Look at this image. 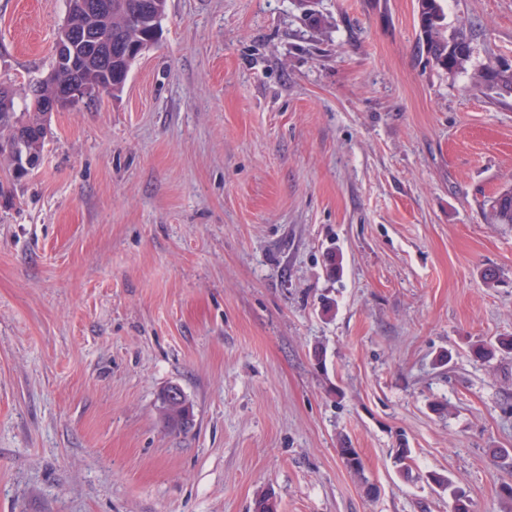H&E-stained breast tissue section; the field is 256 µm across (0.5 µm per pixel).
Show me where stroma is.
I'll return each mask as SVG.
<instances>
[{
    "label": "stroma",
    "mask_w": 512,
    "mask_h": 512,
    "mask_svg": "<svg viewBox=\"0 0 512 512\" xmlns=\"http://www.w3.org/2000/svg\"><path fill=\"white\" fill-rule=\"evenodd\" d=\"M315 7L167 0L119 95L53 113L23 181L0 158V512H448L434 472L512 512V353L470 356L512 337V95L475 84L512 0H444L454 74L416 0ZM67 11L0 0L16 101ZM444 0H418L417 18L419 26V44L425 50L433 65L448 74L456 73L464 68L472 54L471 37L459 32L452 37L443 34L445 19L441 2ZM467 42L468 53L461 56L464 50L461 42ZM489 204L494 224H512V187L500 191ZM512 339L500 337L495 342H485L472 345L470 354L475 361H487L492 358L498 351H511ZM161 412L164 419L182 428H188L194 423L191 402L183 389L172 384L161 395Z\"/></svg>",
    "instance_id": "stroma-1"
}]
</instances>
